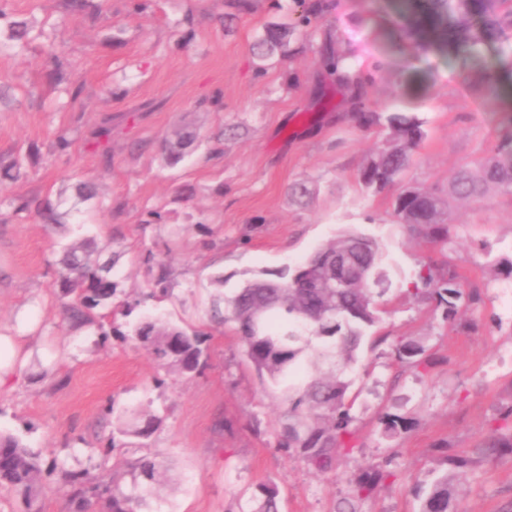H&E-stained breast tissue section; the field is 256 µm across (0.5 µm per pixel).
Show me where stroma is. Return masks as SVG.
Instances as JSON below:
<instances>
[{
	"label": "stroma",
	"mask_w": 512,
	"mask_h": 512,
	"mask_svg": "<svg viewBox=\"0 0 512 512\" xmlns=\"http://www.w3.org/2000/svg\"><path fill=\"white\" fill-rule=\"evenodd\" d=\"M98 2L91 15L68 13L65 0H0L7 18L44 28L84 87L80 103L68 106L47 79L39 46L0 48V88L15 96L0 108V163L25 156L21 178L1 182L0 191L63 200L77 221L83 206L72 186L98 179L92 230L124 251L119 300L208 332L209 358L197 373L172 374L137 340L72 330L55 266L67 229L2 219L0 330L22 337L26 367L14 388L0 389V431L73 470L123 472L154 458L162 465L154 489L167 512H239L267 482L279 488L280 512H334L350 480L373 466L390 477L360 512H420V489L447 469L450 455L468 460L453 512H512V453L483 450L489 436L512 438V282L494 275L512 263V196L450 199L444 249L407 235L391 216L394 196L407 187L444 192L453 172L477 169L512 129V109L487 106L458 78L452 56L394 46L400 0H338L290 62L261 75L251 45L275 15L269 0H249L229 36L218 23L224 0H151L138 15L128 0ZM328 39L363 63L375 110L423 122L426 137L388 192L366 194L358 180L387 131L351 119L345 91L318 65ZM216 94L219 112L209 105ZM106 117L108 170L86 141ZM228 125L236 136L212 153L211 136ZM182 127L196 129L199 144L167 164L162 144ZM62 134L71 145L61 153ZM302 180L315 190L305 205L288 195ZM150 209L170 223H144ZM347 227L385 245L389 281L372 340L348 373L356 449L321 473L280 445L285 390L265 389L233 325L213 326L208 316L214 276L233 294L246 273L296 266ZM153 258L169 270L163 298L152 294ZM426 264L440 276L456 273L480 302L449 321L434 303L406 295ZM402 336L423 344L420 366L396 358ZM110 406L162 416L149 448L109 447ZM387 413L409 418L410 430L385 436L379 419Z\"/></svg>",
	"instance_id": "stroma-1"
}]
</instances>
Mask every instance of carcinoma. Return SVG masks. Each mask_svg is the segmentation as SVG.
<instances>
[{
  "label": "carcinoma",
  "instance_id": "obj_1",
  "mask_svg": "<svg viewBox=\"0 0 512 512\" xmlns=\"http://www.w3.org/2000/svg\"><path fill=\"white\" fill-rule=\"evenodd\" d=\"M247 0H224V33L232 30L236 14ZM336 7L333 0H294L285 21L268 23L252 50L257 72L268 63L282 64L295 53L294 44L308 35L314 22ZM399 36L426 51L436 48L454 55L460 62L464 79L488 97L495 94L502 75H512V0H404L397 22ZM4 44L17 52L27 51L39 40H46L43 29L31 21H11L0 32ZM496 48L492 67L476 63L479 46ZM45 66L55 83L65 86L71 103H77L82 86L75 83L67 59L48 43ZM321 68L338 81L353 83L351 117L362 128L382 125L388 129L384 147L371 155L359 172V182L368 191L381 193L393 186L409 168L412 151L424 138L421 122L410 113L383 115L368 104V79L349 72V57L339 53L332 41L324 42ZM193 140L191 133L179 129L162 148L167 162L180 161ZM89 141L99 149L104 167L112 164V120L94 128ZM491 189L512 195V131L504 134L489 150L478 175L466 168L456 170L448 181V194L480 202ZM442 199L434 192L410 187L394 203L393 217L411 236L448 246V223L441 219ZM7 208L16 217L35 218L46 224L67 226L70 211L59 210L40 196H0V209ZM113 242H99L93 236L79 238L61 250L57 284L63 295L71 327L76 331L93 330L107 339L101 317L116 312L114 300L118 282L104 276L100 257L112 249ZM347 254L346 286L331 288L324 280L327 264ZM384 246L377 239L354 231L316 249L290 270L260 271L252 274L234 294L224 298V312L214 311L218 323L235 325L245 354L258 378L273 386L288 382V412L282 421V447L301 457L309 466L326 471L354 449L352 417L345 405L350 386L348 368L366 340V330L377 319L378 298L373 286L388 281L384 267ZM408 292L424 297L443 309L452 319L462 303L475 304L476 293H466L453 274L446 278L432 268L421 271ZM131 336L151 350L159 365L169 372L189 375L204 367L208 360L206 336L172 323L162 315L148 314L130 324ZM423 346L412 340H400L396 354L400 360L418 364ZM159 415L139 412L128 420L118 415L112 434L145 440L160 425ZM382 432L395 435L408 429V418L388 414L380 418ZM157 462L142 458L130 466V479L101 474L96 482L89 471L67 470L53 461L43 465L12 434L0 433V486L7 485L25 495L29 505L38 498V487L45 477L57 475L68 488L73 512H153V482ZM390 473L374 470L351 487L339 502L338 512H355V502L369 498ZM452 486L448 475L436 480L423 496L420 512H449ZM249 512H279V493L272 484H261L249 498Z\"/></svg>",
  "mask_w": 512,
  "mask_h": 512
}]
</instances>
